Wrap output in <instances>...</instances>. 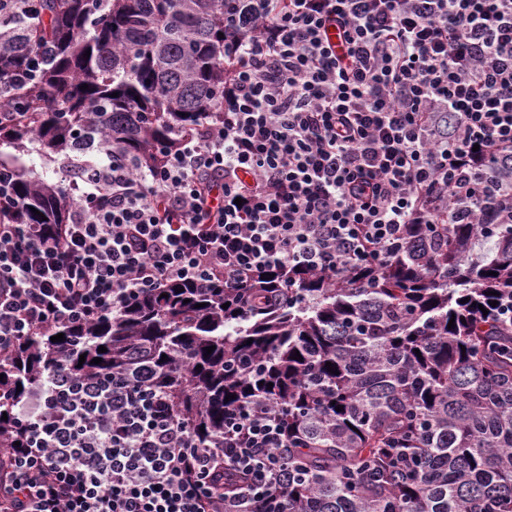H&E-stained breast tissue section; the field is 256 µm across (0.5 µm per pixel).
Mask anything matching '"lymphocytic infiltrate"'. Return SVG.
<instances>
[{
  "mask_svg": "<svg viewBox=\"0 0 512 512\" xmlns=\"http://www.w3.org/2000/svg\"><path fill=\"white\" fill-rule=\"evenodd\" d=\"M224 25L218 115L159 167L71 181L60 227L6 220L18 203L0 170V357L174 281L383 264L446 199H471L468 223H484L476 172L512 147V0H224ZM14 415L0 512H224L228 470L255 503L287 495L288 434L250 398L211 448L144 376L60 368Z\"/></svg>",
  "mask_w": 512,
  "mask_h": 512,
  "instance_id": "f902f5d3",
  "label": "lymphocytic infiltrate"
}]
</instances>
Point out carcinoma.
<instances>
[{"mask_svg":"<svg viewBox=\"0 0 512 512\" xmlns=\"http://www.w3.org/2000/svg\"><path fill=\"white\" fill-rule=\"evenodd\" d=\"M35 5L34 20L0 17V169L17 174L20 223L59 226L66 183L27 159L61 157L71 179L113 158L158 164L220 106L224 0ZM35 59L34 78H13ZM490 174L512 184L511 150ZM465 209L457 202L437 234L409 225L384 265L336 278L279 267L235 289L176 283L24 337L0 358V448L21 437L11 404L58 367L77 380L148 372L203 447L247 396L280 413L296 477L286 512H512V331L490 305L512 297V219L489 201L486 235L455 223ZM244 482H224V512H266L239 495Z\"/></svg>","mask_w":512,"mask_h":512,"instance_id":"1","label":"carcinoma"}]
</instances>
